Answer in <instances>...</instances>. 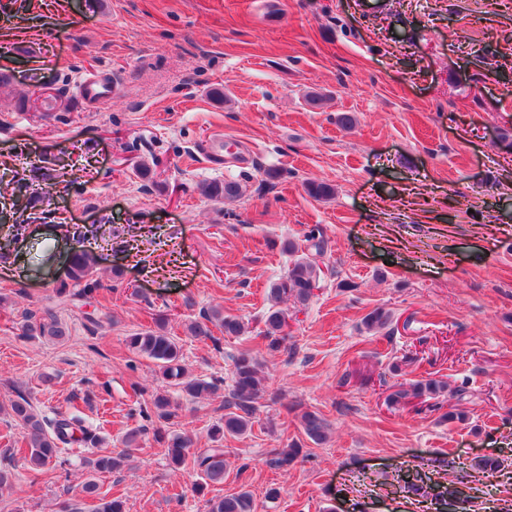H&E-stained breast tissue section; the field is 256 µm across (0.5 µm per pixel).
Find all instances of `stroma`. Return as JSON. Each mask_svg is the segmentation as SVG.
<instances>
[{
  "label": "stroma",
  "instance_id": "obj_1",
  "mask_svg": "<svg viewBox=\"0 0 512 512\" xmlns=\"http://www.w3.org/2000/svg\"><path fill=\"white\" fill-rule=\"evenodd\" d=\"M0 71V175L34 196L24 235L0 251L12 267L0 275V404L23 395L50 418L81 408L118 451L131 428H153L145 402L168 388L130 334L165 318L187 370L221 381L239 350L265 357L270 395L250 433L225 438L223 482L196 494V472L172 471L149 440L98 479L126 512H207V498L242 490L255 512H421L397 476L426 467L469 489L470 512L512 501V0H0ZM89 74L117 87L104 108L78 98ZM312 92L325 101L310 105ZM345 112L352 128L337 122ZM141 160L157 161L155 186ZM63 162L79 180L43 195ZM212 180L239 182L241 199L208 200L199 186ZM313 180L333 196L311 197ZM98 225L99 301L59 310L67 342L25 336L24 309L54 302L56 273ZM313 233L327 241L320 286L307 306H283L297 353H267L283 245ZM378 307L394 322L367 331ZM211 308L246 327L218 350L186 331ZM89 313L110 325L87 331ZM429 377L449 392L387 405L394 385ZM223 403L182 404L195 450L210 447ZM297 407L328 419V443L306 440ZM23 436L0 414V457L13 449L16 473L0 512L80 498L79 457L32 473ZM294 441L295 464L266 465ZM483 456L502 458L500 473L479 470Z\"/></svg>",
  "mask_w": 512,
  "mask_h": 512
}]
</instances>
